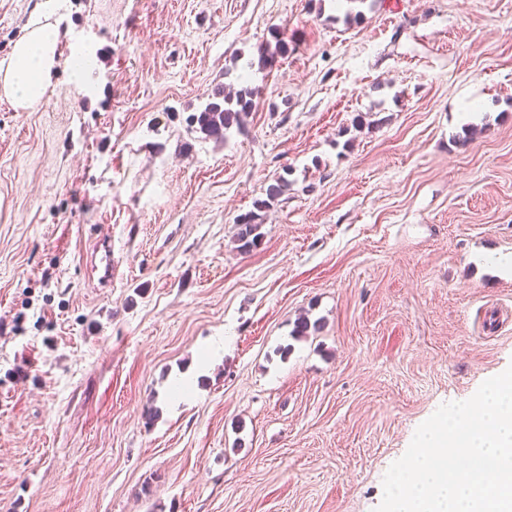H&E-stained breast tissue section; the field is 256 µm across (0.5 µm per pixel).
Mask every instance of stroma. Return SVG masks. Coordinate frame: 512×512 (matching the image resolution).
Here are the masks:
<instances>
[{
  "label": "stroma",
  "mask_w": 512,
  "mask_h": 512,
  "mask_svg": "<svg viewBox=\"0 0 512 512\" xmlns=\"http://www.w3.org/2000/svg\"><path fill=\"white\" fill-rule=\"evenodd\" d=\"M361 11L0 0V61L37 16L97 60L0 93V512H373L512 365V0ZM219 90L225 140L190 123ZM247 94L251 93L224 94L222 103L208 102L193 116L192 123L209 136L225 139L232 127L241 126L243 116L251 107V99L246 98ZM256 215L252 212L239 216L240 232L238 233L239 248L244 251H250L256 247L261 239L259 232L261 224H256ZM87 264L90 266L92 276L97 277L99 287H110L112 285L114 265L112 260V239L103 237L97 240L87 255Z\"/></svg>",
  "instance_id": "stroma-1"
}]
</instances>
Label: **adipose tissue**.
Segmentation results:
<instances>
[{
    "instance_id": "ef3b65f1",
    "label": "adipose tissue",
    "mask_w": 512,
    "mask_h": 512,
    "mask_svg": "<svg viewBox=\"0 0 512 512\" xmlns=\"http://www.w3.org/2000/svg\"><path fill=\"white\" fill-rule=\"evenodd\" d=\"M61 55L58 25L34 20L28 33L16 43L9 63L0 70V91L17 106L31 107L51 86Z\"/></svg>"
}]
</instances>
